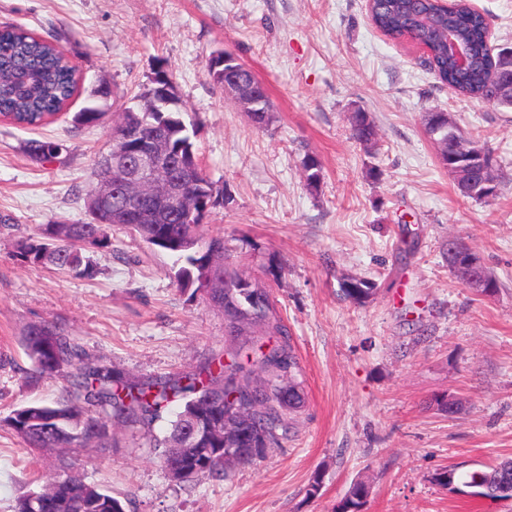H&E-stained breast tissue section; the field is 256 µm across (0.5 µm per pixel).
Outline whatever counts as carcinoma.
<instances>
[{"label":"carcinoma","instance_id":"cac0c4a2","mask_svg":"<svg viewBox=\"0 0 512 512\" xmlns=\"http://www.w3.org/2000/svg\"><path fill=\"white\" fill-rule=\"evenodd\" d=\"M372 21L392 40L408 38L426 47L437 79L465 97L497 99L493 75L505 64L502 54L489 52L485 44L488 23L485 15L472 9L466 0H457L444 9L438 0H373ZM474 49V64L467 72L457 70L448 57V24ZM78 89L74 69L55 45L34 35L21 25L0 27V114L25 129L42 126L62 112ZM145 124L174 120L171 145L178 150H195L194 121L181 112H141ZM446 112H429L424 128L432 140L448 138ZM350 137L365 145H376L377 128L365 112L352 113ZM29 156L48 160L58 153L52 141L32 139ZM306 185L320 179L319 161L309 156L303 164ZM204 215L189 216L173 209L149 224H135L132 230L147 245L172 257L180 289L199 290V276L214 246L224 247L222 237H204L198 232ZM109 224L54 222L20 245L33 264L66 269L80 276L93 273L83 255L85 247L109 245ZM209 301L224 311V327L231 335L256 337L252 341L251 365L233 358L210 361L198 372L181 377L151 380L133 379L107 365L95 364L54 324L33 326L23 342L27 356L40 376L52 377L68 368L67 396L53 402L35 401L11 411L7 424L34 450L47 448L104 447L110 440L107 422L122 426H148L161 417L169 404L183 401L172 421L169 434L156 447L161 449L163 466H176L194 473L191 481L224 477L222 454L206 451L210 444L190 435L191 424L183 415L192 414L202 428L216 416L248 411L258 428L268 434L270 444L279 442V432L287 430V418L303 401L301 383L288 387V375H297L299 366L289 340L272 346L258 340L262 336H287L271 292L261 288L233 262L224 257V268L215 272ZM373 292L364 280L345 289V294L362 303ZM131 502L97 485L57 476L39 492L21 498L15 512H130ZM364 505L363 484L353 485L340 509L360 512Z\"/></svg>","mask_w":512,"mask_h":512}]
</instances>
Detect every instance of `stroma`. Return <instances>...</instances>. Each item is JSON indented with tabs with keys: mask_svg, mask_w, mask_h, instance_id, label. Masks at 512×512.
<instances>
[{
	"mask_svg": "<svg viewBox=\"0 0 512 512\" xmlns=\"http://www.w3.org/2000/svg\"><path fill=\"white\" fill-rule=\"evenodd\" d=\"M494 48L512 50V0H472ZM53 41L74 66L66 115L37 130L0 121V512L39 489L64 462L131 500L134 512H334L364 483V512H512V501L460 497L433 477L512 459V109L458 97L410 40L371 22L366 0H0V25ZM234 54L265 83L268 129L225 98L206 71ZM195 120L201 164L224 193L199 227L220 235L232 261L271 289L298 359L304 402L279 444L224 479L168 477L156 444L180 403L148 427L113 425L110 446L38 452L5 419L17 406L64 396V374L32 379L28 327H63L91 359L142 380L185 375L247 351L201 294L180 290L172 260L125 226L84 254L95 273L30 263L22 240L51 222L84 220L95 154L111 114L135 106L157 70ZM112 95L98 101L99 85ZM101 105L103 123L74 128ZM363 110L374 147L349 135ZM451 113L492 153L497 195L463 196L426 135L425 113ZM51 140L50 160L28 140ZM321 164L308 188L303 162ZM496 277L489 296L448 269V242ZM373 283L356 303L348 281ZM453 399L455 413L438 400ZM320 476L317 497L308 494Z\"/></svg>",
	"mask_w": 512,
	"mask_h": 512,
	"instance_id": "stroma-1",
	"label": "stroma"
}]
</instances>
